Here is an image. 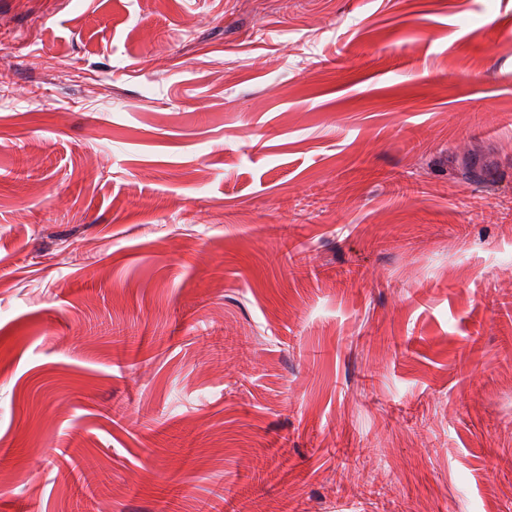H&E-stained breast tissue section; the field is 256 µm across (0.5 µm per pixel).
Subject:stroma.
<instances>
[{
	"instance_id": "35a3bbf8",
	"label": "stroma",
	"mask_w": 512,
	"mask_h": 512,
	"mask_svg": "<svg viewBox=\"0 0 512 512\" xmlns=\"http://www.w3.org/2000/svg\"><path fill=\"white\" fill-rule=\"evenodd\" d=\"M65 449L111 512H512V0H0V512H85Z\"/></svg>"
}]
</instances>
